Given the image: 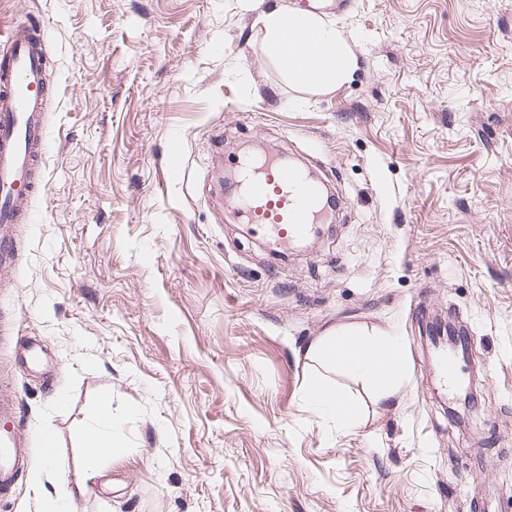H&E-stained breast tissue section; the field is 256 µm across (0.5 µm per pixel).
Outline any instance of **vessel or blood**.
I'll use <instances>...</instances> for the list:
<instances>
[{
  "mask_svg": "<svg viewBox=\"0 0 512 512\" xmlns=\"http://www.w3.org/2000/svg\"><path fill=\"white\" fill-rule=\"evenodd\" d=\"M42 32L20 23L0 49V275L12 265L9 227L29 203L46 152ZM240 179L231 205L241 223L260 227L277 247L326 223L334 209L321 187L278 155L237 161ZM32 463L18 430H0V492H9Z\"/></svg>",
  "mask_w": 512,
  "mask_h": 512,
  "instance_id": "vessel-or-blood-1",
  "label": "vessel or blood"
}]
</instances>
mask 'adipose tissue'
Instances as JSON below:
<instances>
[{
  "label": "adipose tissue",
  "instance_id": "adipose-tissue-1",
  "mask_svg": "<svg viewBox=\"0 0 512 512\" xmlns=\"http://www.w3.org/2000/svg\"><path fill=\"white\" fill-rule=\"evenodd\" d=\"M293 20L295 34L286 39L284 25ZM264 31V52L273 60H287L290 79L319 93L343 85L357 60L340 32L311 10L281 5L259 17ZM311 360L329 367L343 366L375 391L377 401L391 397L392 383L405 370L398 339L387 331L335 329L308 349Z\"/></svg>",
  "mask_w": 512,
  "mask_h": 512
}]
</instances>
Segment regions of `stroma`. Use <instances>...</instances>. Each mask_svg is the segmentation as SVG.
Returning a JSON list of instances; mask_svg holds the SVG:
<instances>
[{"label":"stroma","instance_id":"35a3bbf8","mask_svg":"<svg viewBox=\"0 0 512 512\" xmlns=\"http://www.w3.org/2000/svg\"><path fill=\"white\" fill-rule=\"evenodd\" d=\"M278 3L301 0H0L1 37L49 24L0 399L32 458L55 441L42 488L23 473L0 512H512V0L325 11L359 60L330 93L266 56ZM252 141L342 196L308 251L229 219L218 177ZM438 318L469 338L463 423L424 340ZM360 325L400 339L390 402L306 354ZM317 382L361 400L358 424L308 405ZM105 401L122 449L88 463Z\"/></svg>","mask_w":512,"mask_h":512}]
</instances>
